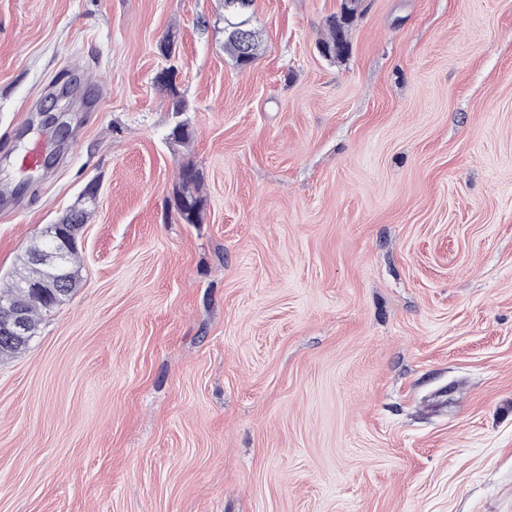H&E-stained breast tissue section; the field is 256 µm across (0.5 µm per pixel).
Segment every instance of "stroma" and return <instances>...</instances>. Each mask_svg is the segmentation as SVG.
I'll return each mask as SVG.
<instances>
[{
	"label": "stroma",
	"mask_w": 512,
	"mask_h": 512,
	"mask_svg": "<svg viewBox=\"0 0 512 512\" xmlns=\"http://www.w3.org/2000/svg\"><path fill=\"white\" fill-rule=\"evenodd\" d=\"M341 5L254 0L242 69L224 0H0V276L98 185L0 512H512V0H361L332 60ZM345 14L344 4L340 15H331L326 22L327 37L320 43V49L325 57L335 59L337 56L343 55L348 45L349 27L354 9ZM194 169L195 172H193ZM185 170H188L189 173L182 175L178 182L177 193L179 197L176 198L175 211L181 223L199 224L194 222V208L199 205L197 217L201 223L202 203H204V197L201 196V173L192 162L182 165L179 175Z\"/></svg>",
	"instance_id": "35a3bbf8"
}]
</instances>
